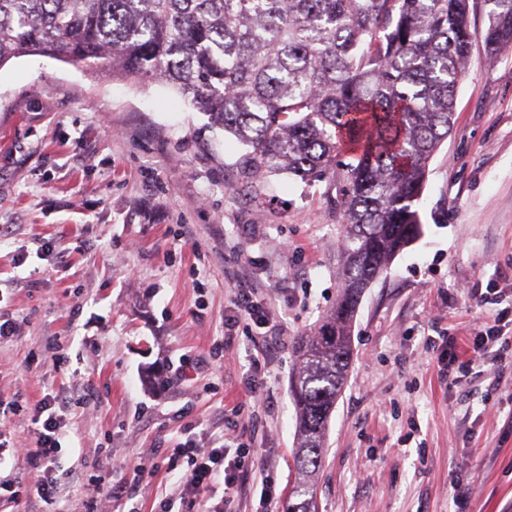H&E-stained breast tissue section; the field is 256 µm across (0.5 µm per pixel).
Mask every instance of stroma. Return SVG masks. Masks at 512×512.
<instances>
[{
	"label": "stroma",
	"mask_w": 512,
	"mask_h": 512,
	"mask_svg": "<svg viewBox=\"0 0 512 512\" xmlns=\"http://www.w3.org/2000/svg\"><path fill=\"white\" fill-rule=\"evenodd\" d=\"M483 11L454 127L429 165L421 235L362 294L347 379L315 476L319 512H512V376L452 387L430 338L473 341L479 318L512 335V50L486 60ZM243 148L168 85L44 56L0 67V482L36 442L34 406L65 401L56 512H155L178 493L168 448L220 447L260 362L268 406L256 446L277 495L249 473L231 512H287L297 473L294 346L335 307V190L269 176L248 188ZM264 285L268 328L227 323L235 278ZM70 361L53 369L49 344ZM186 376L170 374L178 361ZM153 466L137 480L139 463ZM129 496H99L97 480Z\"/></svg>",
	"instance_id": "stroma-1"
}]
</instances>
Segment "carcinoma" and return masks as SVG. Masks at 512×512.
<instances>
[{
	"mask_svg": "<svg viewBox=\"0 0 512 512\" xmlns=\"http://www.w3.org/2000/svg\"><path fill=\"white\" fill-rule=\"evenodd\" d=\"M485 10V58L512 49V0H0V67L27 55L172 85L243 146L247 184L288 173L336 188L343 291L300 339L288 512L313 476L353 357L365 288L421 230L429 163L454 126Z\"/></svg>",
	"mask_w": 512,
	"mask_h": 512,
	"instance_id": "cac0c4a2",
	"label": "carcinoma"
}]
</instances>
